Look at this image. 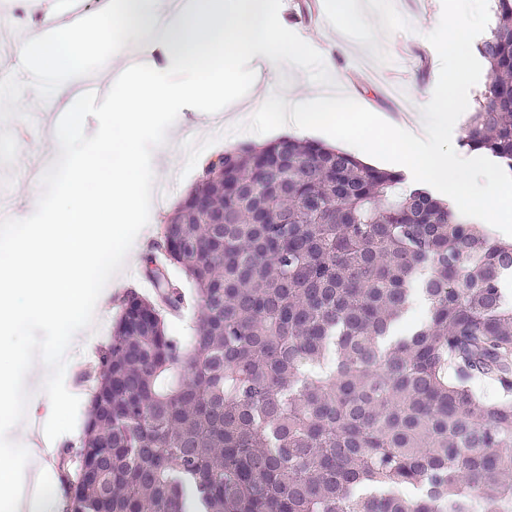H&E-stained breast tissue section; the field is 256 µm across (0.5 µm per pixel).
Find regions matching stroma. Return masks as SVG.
<instances>
[{
	"label": "stroma",
	"mask_w": 512,
	"mask_h": 512,
	"mask_svg": "<svg viewBox=\"0 0 512 512\" xmlns=\"http://www.w3.org/2000/svg\"><path fill=\"white\" fill-rule=\"evenodd\" d=\"M327 31H313L308 42L318 50L333 80H351L349 97L366 109L390 115L394 104L386 88L395 85L406 94V109L417 112L433 91L440 62L426 35L437 26L441 0H351L341 8L336 0H319ZM42 16L33 12L29 0H5L0 6V29L9 31V42L1 50L11 52L23 32L34 30ZM322 86L309 82L304 70L287 63L276 66L274 77L258 85L219 114L209 115L193 108H183L168 138L179 141L178 151L164 166H154L153 202L147 226L135 245L137 260L127 261L119 278L123 287L113 289L110 305L97 306V318L91 329L81 331L80 344L68 364L65 385L80 399L77 429L57 439L58 450L78 448L87 431L90 407V383L80 372L99 370L100 355L110 343L112 325L118 319L122 302L128 294L149 298L153 289L144 275L145 260L154 254L162 240L166 217L196 186L203 169L197 157H210L247 145V138L231 134L228 122L240 112H255L271 96L295 94L307 97L323 94ZM29 119H12L0 125V193L10 201L13 212L32 214L41 193L39 174L55 158L48 132L63 111L56 100L40 102L33 89H24Z\"/></svg>",
	"instance_id": "1"
}]
</instances>
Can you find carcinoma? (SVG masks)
Segmentation results:
<instances>
[{"mask_svg": "<svg viewBox=\"0 0 512 512\" xmlns=\"http://www.w3.org/2000/svg\"><path fill=\"white\" fill-rule=\"evenodd\" d=\"M494 4L461 144L512 171V0ZM206 173L162 231L203 313L168 336L183 295L146 261L157 295L112 327L66 512H512V242L318 142ZM415 289L425 320L382 346Z\"/></svg>", "mask_w": 512, "mask_h": 512, "instance_id": "1", "label": "carcinoma"}]
</instances>
